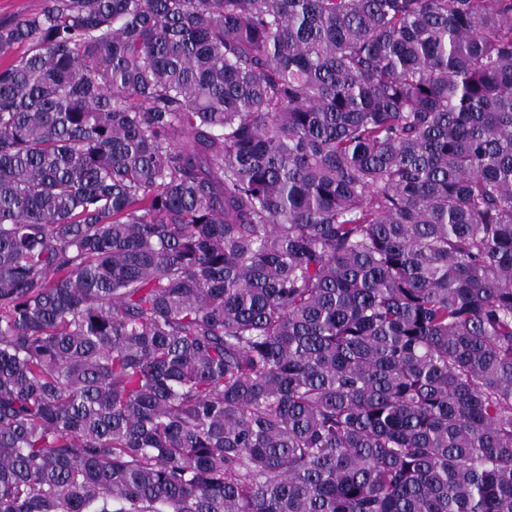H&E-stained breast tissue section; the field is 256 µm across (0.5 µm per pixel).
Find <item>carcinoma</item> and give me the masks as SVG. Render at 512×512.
I'll use <instances>...</instances> for the list:
<instances>
[{"mask_svg":"<svg viewBox=\"0 0 512 512\" xmlns=\"http://www.w3.org/2000/svg\"><path fill=\"white\" fill-rule=\"evenodd\" d=\"M15 44L0 512H512V0H45Z\"/></svg>","mask_w":512,"mask_h":512,"instance_id":"1","label":"carcinoma"}]
</instances>
